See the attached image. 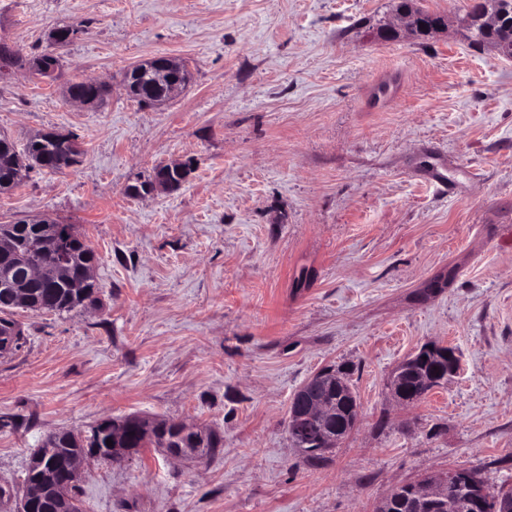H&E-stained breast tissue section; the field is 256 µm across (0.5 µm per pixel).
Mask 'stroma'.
Here are the masks:
<instances>
[{
	"label": "stroma",
	"instance_id": "obj_1",
	"mask_svg": "<svg viewBox=\"0 0 512 512\" xmlns=\"http://www.w3.org/2000/svg\"><path fill=\"white\" fill-rule=\"evenodd\" d=\"M470 2L416 0L447 20L418 38L397 0H0V41L61 63L0 78V134L21 150L69 131L83 151L0 195V224L76 225L99 286L88 308L15 314L0 486L20 487L49 432L141 413L222 446L88 461L86 512H374L451 469L512 489V59L472 44ZM63 26L80 32L51 48ZM158 56L191 82L140 104L123 73ZM82 78L110 86L105 105L64 98ZM176 161L191 165L178 190L127 195ZM428 342L453 348L456 375L394 402L393 369ZM337 365L360 419L312 466L288 408Z\"/></svg>",
	"mask_w": 512,
	"mask_h": 512
}]
</instances>
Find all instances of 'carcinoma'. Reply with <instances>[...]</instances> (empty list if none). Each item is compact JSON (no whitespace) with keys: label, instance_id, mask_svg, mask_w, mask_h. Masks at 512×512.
<instances>
[{"label":"carcinoma","instance_id":"obj_1","mask_svg":"<svg viewBox=\"0 0 512 512\" xmlns=\"http://www.w3.org/2000/svg\"><path fill=\"white\" fill-rule=\"evenodd\" d=\"M502 0H474L470 13L473 23L469 31L473 43L488 44L500 49L501 41H512V23L507 31L492 34L484 30L478 20L490 13L502 10ZM58 59L50 52H42L31 58L20 55L0 56V71L6 68L30 69L37 67L42 70L55 69ZM125 87L128 95L147 103L161 97L166 88L157 84L152 78L150 68L134 67L125 73ZM72 94L78 98H86L102 103L107 94V87L90 78L70 83ZM72 135L50 131L37 135L29 140L24 151L16 150L14 143L6 136L0 135V195L10 193L21 181L23 172L38 166L51 171H61L77 162L79 152L73 148ZM0 241L9 248L0 254V336L11 337L22 335L18 323L12 318L14 310L31 311L48 310L59 314L69 313L86 302L92 300L97 284L91 278L84 281L80 288H73L66 280H58L50 285L28 279L27 270L31 265H50L56 257L51 251V238L42 224H30L19 220L12 224H0ZM97 260L94 250L81 236L71 242L64 252V261L72 273L83 275L93 268ZM436 361L427 356L424 349L408 358L400 367L399 372L392 375L390 384L397 392L406 395L414 403L426 397L433 388L448 381L445 376L434 380L429 376ZM321 396L334 401L336 414L334 418L314 426L306 421L294 425L290 440L294 447L300 449L305 460L319 464L326 460L325 452L319 448L317 441L324 435H340L347 437L355 426L354 403L348 395L340 396L319 385H312L306 393L294 398L293 409L301 414L307 399ZM113 446H107V440ZM221 445L220 436L211 431L203 436L185 433L179 424L170 420H159L148 440L137 433L129 432L119 435L94 426L88 434L82 435L72 431L61 430L47 436L43 444L33 454L25 477V485L42 489L41 507L36 512H78L75 503L81 502L78 492H73L71 500H63L55 494L50 474L60 462L68 461L82 455L89 448L101 452L100 459L119 463L122 457L115 452L117 448H198L200 456H208ZM469 496H481L489 500L490 512L505 511L503 506H512V491L489 490L476 470H463L460 480L448 482V497L460 501ZM388 512H448L441 503H424L419 501L412 490L401 486L394 490L388 503Z\"/></svg>","mask_w":512,"mask_h":512}]
</instances>
